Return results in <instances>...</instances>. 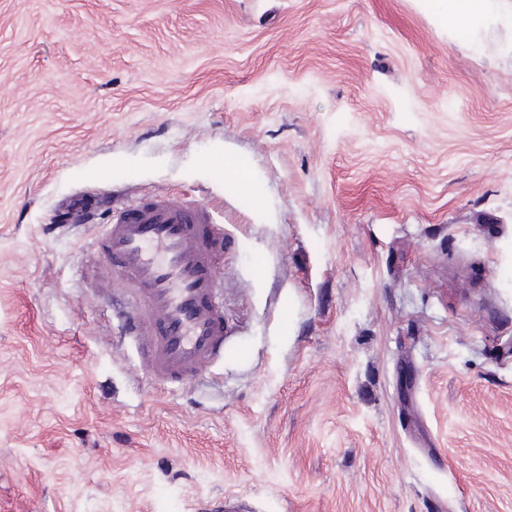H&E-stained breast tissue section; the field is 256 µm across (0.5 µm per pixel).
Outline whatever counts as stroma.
<instances>
[{"label": "stroma", "instance_id": "stroma-1", "mask_svg": "<svg viewBox=\"0 0 512 512\" xmlns=\"http://www.w3.org/2000/svg\"><path fill=\"white\" fill-rule=\"evenodd\" d=\"M500 12L0 0V512H512ZM159 195L224 227V355L168 383L96 249ZM499 0H421L437 18L438 23L448 29L475 28L499 10Z\"/></svg>", "mask_w": 512, "mask_h": 512}]
</instances>
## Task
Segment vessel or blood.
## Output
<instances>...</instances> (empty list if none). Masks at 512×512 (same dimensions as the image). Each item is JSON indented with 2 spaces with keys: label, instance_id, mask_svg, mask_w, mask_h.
<instances>
[{
  "label": "vessel or blood",
  "instance_id": "1",
  "mask_svg": "<svg viewBox=\"0 0 512 512\" xmlns=\"http://www.w3.org/2000/svg\"><path fill=\"white\" fill-rule=\"evenodd\" d=\"M223 249L224 228L206 207L172 196L116 207L102 251L108 272L138 291L125 326L151 378L182 381L223 355L216 266Z\"/></svg>",
  "mask_w": 512,
  "mask_h": 512
}]
</instances>
